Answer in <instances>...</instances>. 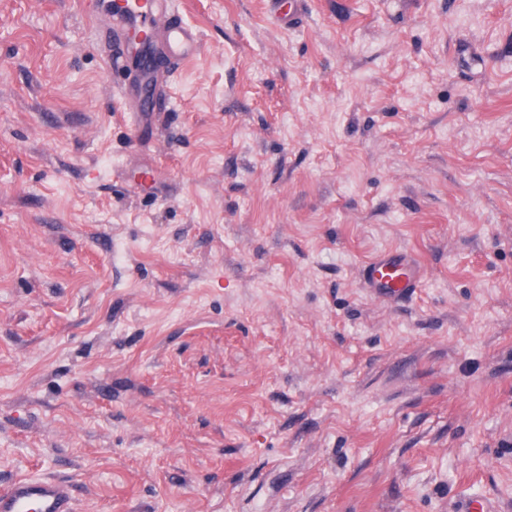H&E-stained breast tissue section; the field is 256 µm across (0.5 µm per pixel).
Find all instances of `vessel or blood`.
<instances>
[{"mask_svg":"<svg viewBox=\"0 0 512 512\" xmlns=\"http://www.w3.org/2000/svg\"><path fill=\"white\" fill-rule=\"evenodd\" d=\"M110 66L119 70L138 63V86L115 85L116 95L130 104L136 126H143L153 102L168 97L166 87L155 80L154 61L164 57L174 66L191 59L198 51L197 30L173 13L167 0H113ZM363 281L378 298L392 300L411 295L421 273L410 258L389 252L369 261L362 269ZM71 488L51 479H16L0 492V512H72Z\"/></svg>","mask_w":512,"mask_h":512,"instance_id":"obj_1","label":"vessel or blood"}]
</instances>
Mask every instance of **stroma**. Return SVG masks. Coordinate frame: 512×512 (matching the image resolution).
<instances>
[{
  "mask_svg": "<svg viewBox=\"0 0 512 512\" xmlns=\"http://www.w3.org/2000/svg\"><path fill=\"white\" fill-rule=\"evenodd\" d=\"M0 0V490L72 512H512V0ZM421 267L401 301L363 266ZM112 16L118 24L112 31V50L109 61L112 70L127 68L135 63L139 68V85L126 84L113 86L121 101L131 102L130 115L134 124L143 127V117L156 112L151 102H161L169 97L167 88L155 80L154 61L163 56L173 65L191 59L198 51L200 38L198 31L186 24L173 13L167 0H114ZM362 277L375 297L392 300L411 295L419 287L421 273L415 261L389 252L365 264ZM71 488L51 479H16L0 492V512H72Z\"/></svg>",
  "mask_w": 512,
  "mask_h": 512,
  "instance_id": "35a3bbf8",
  "label": "stroma"
}]
</instances>
